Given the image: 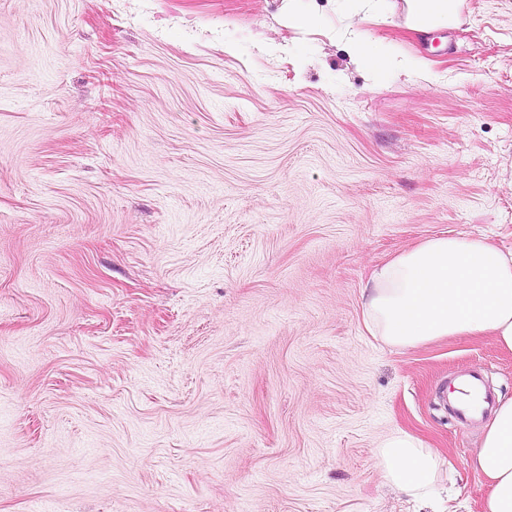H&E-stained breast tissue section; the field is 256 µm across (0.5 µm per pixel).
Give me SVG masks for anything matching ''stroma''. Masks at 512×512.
I'll return each mask as SVG.
<instances>
[{"mask_svg": "<svg viewBox=\"0 0 512 512\" xmlns=\"http://www.w3.org/2000/svg\"><path fill=\"white\" fill-rule=\"evenodd\" d=\"M285 4L0 0V512H419L397 430L482 512L442 392L512 396V352L389 346L362 290L430 237L512 250V0L423 41L403 0ZM349 44L354 55L368 69L381 70L399 66L380 44L368 41L358 34L352 35ZM378 464L389 481L413 497L427 503L434 493L439 460L413 435L396 431L380 445Z\"/></svg>", "mask_w": 512, "mask_h": 512, "instance_id": "obj_1", "label": "stroma"}]
</instances>
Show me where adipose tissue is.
Wrapping results in <instances>:
<instances>
[{
  "instance_id": "obj_1",
  "label": "adipose tissue",
  "mask_w": 512,
  "mask_h": 512,
  "mask_svg": "<svg viewBox=\"0 0 512 512\" xmlns=\"http://www.w3.org/2000/svg\"><path fill=\"white\" fill-rule=\"evenodd\" d=\"M456 0H405L408 30L450 26ZM363 324L387 344L407 348L449 336L488 334L512 352V251L483 240L432 237L379 266L364 288ZM389 481L428 502L439 460L413 435L396 431L380 445ZM475 468L488 480L484 512H512V397L498 401Z\"/></svg>"
}]
</instances>
